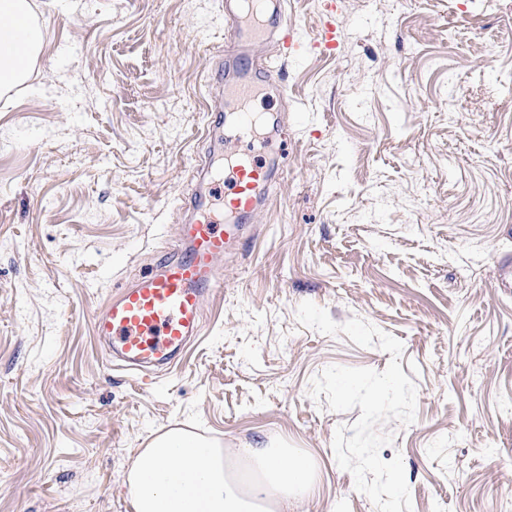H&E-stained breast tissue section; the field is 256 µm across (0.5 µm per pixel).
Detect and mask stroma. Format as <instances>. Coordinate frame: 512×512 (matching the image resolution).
I'll list each match as a JSON object with an SVG mask.
<instances>
[{
	"instance_id": "stroma-1",
	"label": "stroma",
	"mask_w": 512,
	"mask_h": 512,
	"mask_svg": "<svg viewBox=\"0 0 512 512\" xmlns=\"http://www.w3.org/2000/svg\"><path fill=\"white\" fill-rule=\"evenodd\" d=\"M42 49L0 97V512H130L125 475L154 435L222 447L280 436L316 464L294 512H377L335 460L331 365L391 356L297 321L300 303L403 343L416 419L412 512H512V0H336L334 55L288 68L287 170L204 328L167 375L111 368L92 321L155 265L204 153L224 0H29ZM312 126L295 123L296 110Z\"/></svg>"
}]
</instances>
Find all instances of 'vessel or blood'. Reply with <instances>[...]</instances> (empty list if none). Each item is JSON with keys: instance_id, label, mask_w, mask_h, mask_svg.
I'll return each instance as SVG.
<instances>
[{"instance_id": "obj_1", "label": "vessel or blood", "mask_w": 512, "mask_h": 512, "mask_svg": "<svg viewBox=\"0 0 512 512\" xmlns=\"http://www.w3.org/2000/svg\"><path fill=\"white\" fill-rule=\"evenodd\" d=\"M288 0H224V47L213 56L211 85L221 88L207 107L208 141L227 124L250 133L256 124L270 135L282 133L278 112L249 108L258 94L286 92L285 62L308 54L335 53L342 34L335 12L313 38L288 18ZM279 169L237 150L216 172L202 164L199 185L186 199L190 216L156 267L119 288L93 319L95 341L112 364L131 373H166L183 359L203 329L205 302L224 286V257L242 251L250 226L269 202Z\"/></svg>"}]
</instances>
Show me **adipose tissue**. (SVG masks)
I'll return each mask as SVG.
<instances>
[{
	"instance_id": "ef3b65f1",
	"label": "adipose tissue",
	"mask_w": 512,
	"mask_h": 512,
	"mask_svg": "<svg viewBox=\"0 0 512 512\" xmlns=\"http://www.w3.org/2000/svg\"><path fill=\"white\" fill-rule=\"evenodd\" d=\"M29 0H0V88L26 78L42 45Z\"/></svg>"
}]
</instances>
